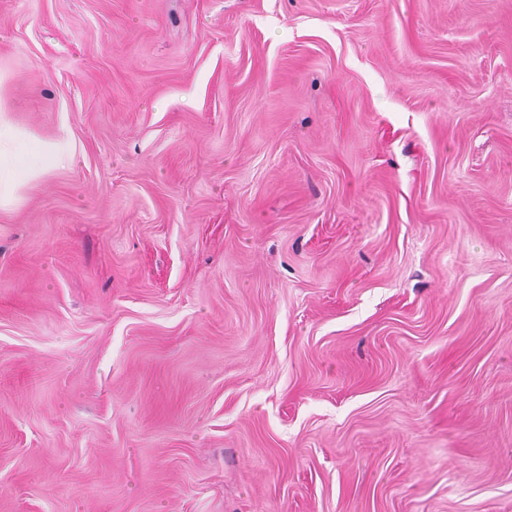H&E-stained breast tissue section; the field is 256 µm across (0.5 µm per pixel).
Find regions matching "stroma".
<instances>
[{
	"label": "stroma",
	"mask_w": 512,
	"mask_h": 512,
	"mask_svg": "<svg viewBox=\"0 0 512 512\" xmlns=\"http://www.w3.org/2000/svg\"><path fill=\"white\" fill-rule=\"evenodd\" d=\"M0 92V512H512V0H0ZM0 206L28 180L70 161L71 144L66 137L43 144L16 133L5 117L0 97Z\"/></svg>",
	"instance_id": "stroma-1"
}]
</instances>
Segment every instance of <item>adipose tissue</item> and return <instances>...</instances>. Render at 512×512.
Masks as SVG:
<instances>
[{
	"mask_svg": "<svg viewBox=\"0 0 512 512\" xmlns=\"http://www.w3.org/2000/svg\"><path fill=\"white\" fill-rule=\"evenodd\" d=\"M72 154L68 138L38 143L16 133L0 113V204L28 180L63 166Z\"/></svg>",
	"mask_w": 512,
	"mask_h": 512,
	"instance_id": "obj_1",
	"label": "adipose tissue"
}]
</instances>
